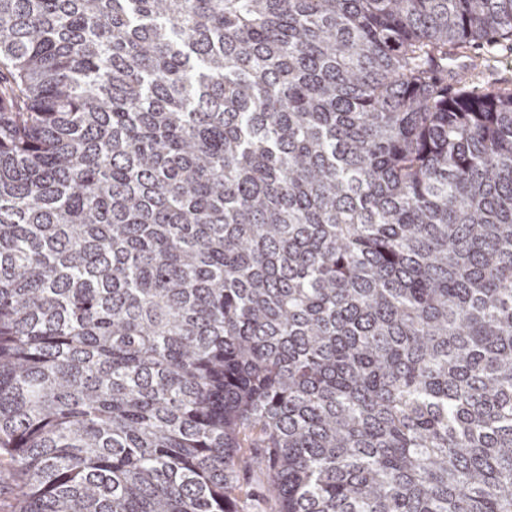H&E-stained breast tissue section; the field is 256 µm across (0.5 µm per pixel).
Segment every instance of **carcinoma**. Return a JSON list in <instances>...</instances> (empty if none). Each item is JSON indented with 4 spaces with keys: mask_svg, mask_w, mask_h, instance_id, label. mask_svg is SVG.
Wrapping results in <instances>:
<instances>
[{
    "mask_svg": "<svg viewBox=\"0 0 512 512\" xmlns=\"http://www.w3.org/2000/svg\"><path fill=\"white\" fill-rule=\"evenodd\" d=\"M512 0H0L7 512H512ZM488 59L487 67L472 79L471 87L482 91L489 86L512 89V50L510 47L484 43L476 50Z\"/></svg>",
    "mask_w": 512,
    "mask_h": 512,
    "instance_id": "obj_1",
    "label": "carcinoma"
}]
</instances>
